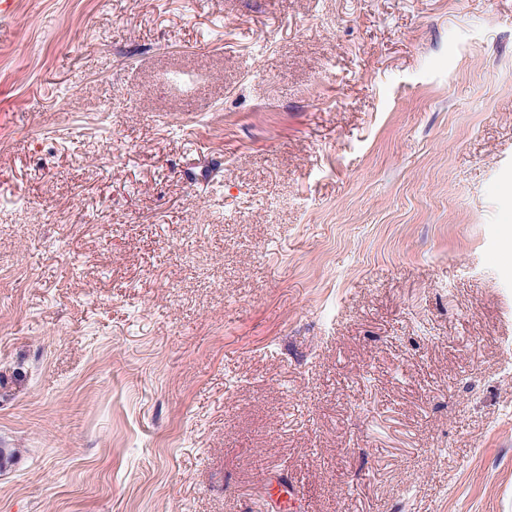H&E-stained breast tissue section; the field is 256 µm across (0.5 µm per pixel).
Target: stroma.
I'll return each instance as SVG.
<instances>
[{
	"mask_svg": "<svg viewBox=\"0 0 512 512\" xmlns=\"http://www.w3.org/2000/svg\"><path fill=\"white\" fill-rule=\"evenodd\" d=\"M508 213L512 0H14L0 512H512Z\"/></svg>",
	"mask_w": 512,
	"mask_h": 512,
	"instance_id": "obj_1",
	"label": "stroma"
}]
</instances>
